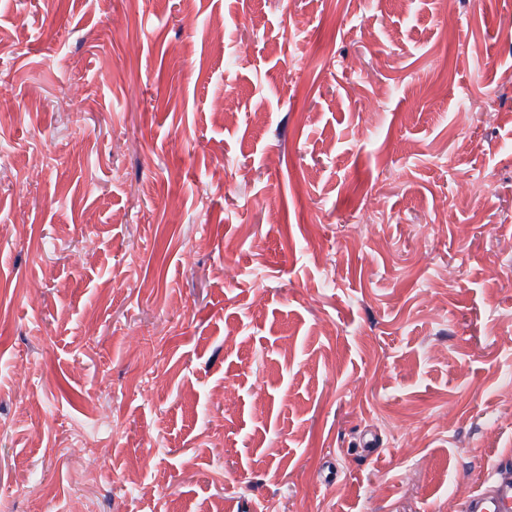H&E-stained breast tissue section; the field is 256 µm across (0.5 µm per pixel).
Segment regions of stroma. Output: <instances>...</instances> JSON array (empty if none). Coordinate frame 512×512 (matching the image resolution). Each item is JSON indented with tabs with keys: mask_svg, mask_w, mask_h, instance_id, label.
Returning <instances> with one entry per match:
<instances>
[{
	"mask_svg": "<svg viewBox=\"0 0 512 512\" xmlns=\"http://www.w3.org/2000/svg\"><path fill=\"white\" fill-rule=\"evenodd\" d=\"M0 59V512L512 465V0H0Z\"/></svg>",
	"mask_w": 512,
	"mask_h": 512,
	"instance_id": "obj_1",
	"label": "stroma"
}]
</instances>
